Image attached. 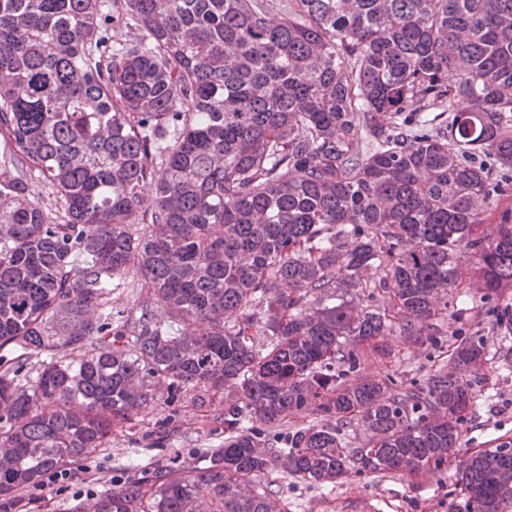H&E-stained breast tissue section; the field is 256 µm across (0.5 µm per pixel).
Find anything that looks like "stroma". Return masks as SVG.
I'll list each match as a JSON object with an SVG mask.
<instances>
[{"label":"stroma","mask_w":512,"mask_h":512,"mask_svg":"<svg viewBox=\"0 0 512 512\" xmlns=\"http://www.w3.org/2000/svg\"><path fill=\"white\" fill-rule=\"evenodd\" d=\"M485 303L473 288L455 291L448 298V313L439 326L438 344L409 343L402 336L387 337L390 350L384 360L368 359L367 375L391 373L402 380L421 379L447 367L448 345L455 332L482 335L488 356L478 373L479 383L461 438L462 450L491 448L512 440V330L485 318ZM231 391L209 393L198 404L195 392L184 391L175 401L148 405L131 424L115 427L111 441L87 458L68 466L66 483H42L26 492L27 512H80L102 491L159 468L183 471L203 466L208 456L224 445V409ZM165 427L163 446L150 445L144 431ZM257 488L273 490L280 512H347L346 505L367 498L379 512H468V499L456 484L454 469L432 473L391 472L384 475L349 472L334 484H309L268 471Z\"/></svg>","instance_id":"obj_1"}]
</instances>
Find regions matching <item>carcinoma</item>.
<instances>
[{
	"mask_svg": "<svg viewBox=\"0 0 512 512\" xmlns=\"http://www.w3.org/2000/svg\"><path fill=\"white\" fill-rule=\"evenodd\" d=\"M0 136V503L160 385L234 391L224 448L87 512H274L249 490L269 469L448 467L482 339L450 372L347 378L395 332L438 344L458 288L512 326V0H0ZM121 286L152 305L112 318ZM304 414L336 424L267 450L245 426ZM456 482L507 512L512 441L462 454Z\"/></svg>",
	"mask_w": 512,
	"mask_h": 512,
	"instance_id": "cac0c4a2",
	"label": "carcinoma"
}]
</instances>
